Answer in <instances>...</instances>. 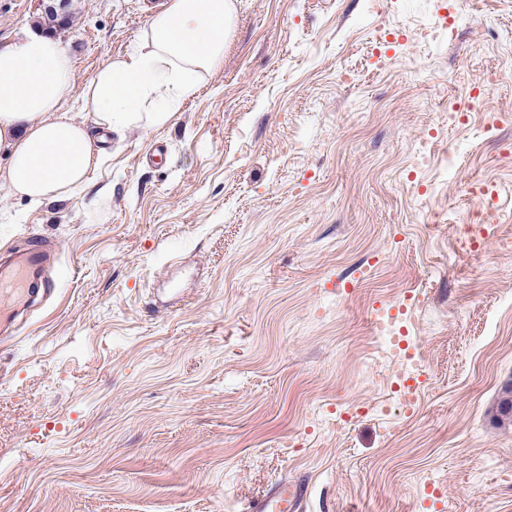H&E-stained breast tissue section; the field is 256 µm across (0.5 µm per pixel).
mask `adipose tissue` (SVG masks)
I'll use <instances>...</instances> for the list:
<instances>
[{
	"instance_id": "ef3b65f1",
	"label": "adipose tissue",
	"mask_w": 512,
	"mask_h": 512,
	"mask_svg": "<svg viewBox=\"0 0 512 512\" xmlns=\"http://www.w3.org/2000/svg\"><path fill=\"white\" fill-rule=\"evenodd\" d=\"M233 0H167L143 42L108 60L82 88L87 120L62 109L73 58L59 38L22 32L0 45V153L11 194L38 207L86 188L100 167L106 134L145 121L169 123L203 78L224 63Z\"/></svg>"
}]
</instances>
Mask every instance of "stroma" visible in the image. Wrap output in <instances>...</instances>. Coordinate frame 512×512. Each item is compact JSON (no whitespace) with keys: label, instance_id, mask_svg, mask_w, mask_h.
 Returning a JSON list of instances; mask_svg holds the SVG:
<instances>
[{"label":"stroma","instance_id":"obj_1","mask_svg":"<svg viewBox=\"0 0 512 512\" xmlns=\"http://www.w3.org/2000/svg\"><path fill=\"white\" fill-rule=\"evenodd\" d=\"M164 2L78 0L71 116ZM235 4L223 69L86 189L0 185V259L53 254L0 342V512H238L285 474L306 512H512V0ZM40 10L0 0V44ZM379 308L424 366L411 415Z\"/></svg>","mask_w":512,"mask_h":512}]
</instances>
